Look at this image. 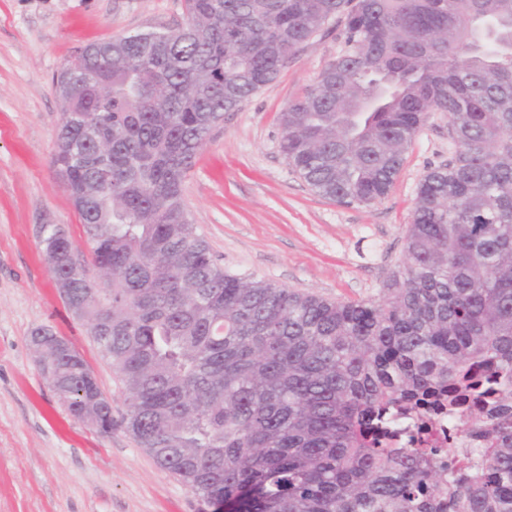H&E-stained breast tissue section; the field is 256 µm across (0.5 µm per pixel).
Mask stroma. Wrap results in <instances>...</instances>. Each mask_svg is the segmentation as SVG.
Segmentation results:
<instances>
[{"mask_svg": "<svg viewBox=\"0 0 512 512\" xmlns=\"http://www.w3.org/2000/svg\"><path fill=\"white\" fill-rule=\"evenodd\" d=\"M185 23L182 0H0V512H199L121 422V385L66 307L40 244L63 227L89 258L79 215L53 166L61 101L52 77L86 45ZM343 47L329 28L238 111L228 112L183 182L198 233L231 273L330 298L379 297L403 258L419 183L454 150L432 113L389 195L344 206L315 194L280 151L278 117ZM46 326L88 361L115 425L71 417L30 344Z\"/></svg>", "mask_w": 512, "mask_h": 512, "instance_id": "stroma-1", "label": "stroma"}]
</instances>
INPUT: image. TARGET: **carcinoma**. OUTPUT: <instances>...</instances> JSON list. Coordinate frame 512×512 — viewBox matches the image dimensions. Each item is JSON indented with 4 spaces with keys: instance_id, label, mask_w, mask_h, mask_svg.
I'll list each match as a JSON object with an SVG mask.
<instances>
[{
    "instance_id": "cac0c4a2",
    "label": "carcinoma",
    "mask_w": 512,
    "mask_h": 512,
    "mask_svg": "<svg viewBox=\"0 0 512 512\" xmlns=\"http://www.w3.org/2000/svg\"><path fill=\"white\" fill-rule=\"evenodd\" d=\"M186 23L91 43L53 78V163L91 261L42 250L118 375L123 424L224 512H512V0H184ZM344 47L279 115L280 150L317 195H388L432 112L455 150L427 172L404 258L377 299L234 274L182 185L240 109L326 24ZM386 93L357 109L379 75ZM98 268L110 269L94 288ZM30 342L78 420L75 351ZM448 416L450 451L410 431Z\"/></svg>"
}]
</instances>
